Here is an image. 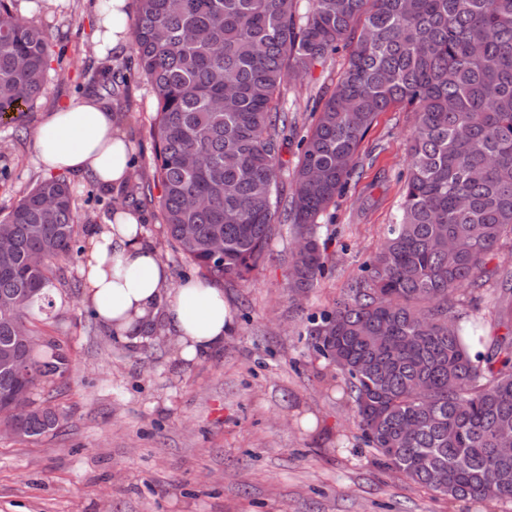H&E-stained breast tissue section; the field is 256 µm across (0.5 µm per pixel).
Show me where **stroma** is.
<instances>
[{
    "instance_id": "obj_1",
    "label": "stroma",
    "mask_w": 512,
    "mask_h": 512,
    "mask_svg": "<svg viewBox=\"0 0 512 512\" xmlns=\"http://www.w3.org/2000/svg\"><path fill=\"white\" fill-rule=\"evenodd\" d=\"M99 0H19L17 14L40 27L58 51L34 108L0 120V215L45 173L34 139L53 112L91 93V41ZM347 45L309 73L286 80L280 106H319L344 70ZM128 89L112 110L132 145L134 182L151 187L139 208L144 238L172 282L196 271L168 241L159 187L153 186L149 129L157 102L135 68L134 50L114 56ZM415 115L380 113L359 148L358 167L319 218L327 272L314 288H287L294 246L283 228L260 268L220 287L235 328L211 354L185 361L156 335L138 344L116 338L81 301L55 292L47 335L68 352L65 383L32 399L63 410L59 428L36 439L0 437V512H512V501L449 500L386 469L360 440L335 367L313 350L312 318L333 308L361 274L399 213ZM79 221L107 223L125 192L74 179Z\"/></svg>"
}]
</instances>
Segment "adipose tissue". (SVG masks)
Masks as SVG:
<instances>
[{"instance_id": "adipose-tissue-1", "label": "adipose tissue", "mask_w": 512, "mask_h": 512, "mask_svg": "<svg viewBox=\"0 0 512 512\" xmlns=\"http://www.w3.org/2000/svg\"><path fill=\"white\" fill-rule=\"evenodd\" d=\"M130 13V0H108L97 13L99 57L128 46ZM35 150L50 174L73 173L118 187L131 173L132 146L111 106L92 94L54 112L37 134ZM140 221L139 214L119 207L109 224L92 228V244L82 260L84 303L117 339L135 344L159 329L183 360L210 354L234 328L223 291L196 278L171 283Z\"/></svg>"}]
</instances>
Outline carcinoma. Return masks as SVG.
<instances>
[{"instance_id": "1", "label": "carcinoma", "mask_w": 512, "mask_h": 512, "mask_svg": "<svg viewBox=\"0 0 512 512\" xmlns=\"http://www.w3.org/2000/svg\"><path fill=\"white\" fill-rule=\"evenodd\" d=\"M0 0V118L41 97L51 54L45 32ZM137 74L153 89L151 126L160 209L175 248L206 279L243 280L281 226L298 246L288 287L305 291L325 269L319 217L352 177L380 112L416 114L400 215L383 244L307 329L336 367L364 443L414 484L451 500L512 499V268L486 258L512 237V0H138ZM349 42L346 66L302 140L292 192L279 180L288 129L280 110L294 67L308 70ZM92 81L125 92L112 67ZM73 183L49 176L0 219V426L38 438L65 413L9 409L19 391L68 378L56 341L37 351L16 338L17 317L52 305L62 263L82 252ZM224 238V255L211 253ZM496 286L494 326L466 331L458 292ZM390 338L381 340L382 326Z\"/></svg>"}]
</instances>
